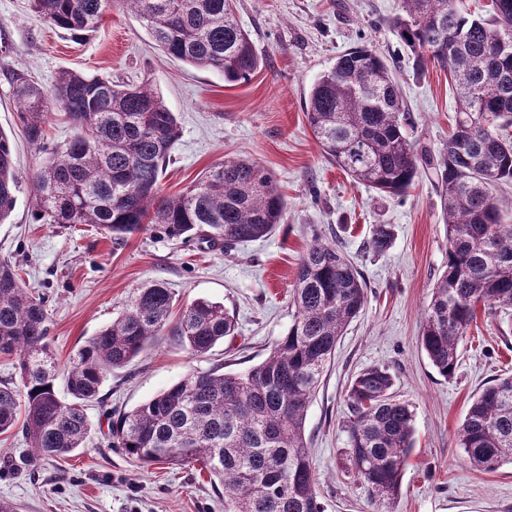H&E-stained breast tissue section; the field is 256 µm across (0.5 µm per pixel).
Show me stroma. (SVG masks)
Instances as JSON below:
<instances>
[{
	"label": "stroma",
	"instance_id": "1",
	"mask_svg": "<svg viewBox=\"0 0 512 512\" xmlns=\"http://www.w3.org/2000/svg\"><path fill=\"white\" fill-rule=\"evenodd\" d=\"M30 0H0V130L12 140L23 188L0 224V260L20 264L34 297L43 299L50 347L66 361L109 325L137 288L164 282L178 304L224 303L237 333L194 357L179 337L160 336L128 367L108 376L87 413V447L35 460L22 436H0V500L19 512H224V490L194 466L140 467L112 447L108 414L132 409L193 371L224 366L244 372L261 363L288 331L299 259L320 237L339 242L367 283L363 312L337 342L334 360L308 406L305 439L324 512H373L364 486L348 470L346 391L370 366L389 369L393 391L414 412L415 446L391 512H512V464L474 468L455 440L473 396L512 374V318L487 306L461 345L453 378L442 377L418 344L421 314L448 263L440 193L427 175L401 194L354 183L329 161L306 118L312 83L346 49L368 45L393 66L406 133L439 157L453 124L455 95L440 66H418L391 21L402 0H234L237 18L260 61L248 82L196 69L158 50L143 23L122 6L75 38L50 28ZM27 72L51 88L75 70L115 82L147 83L175 113L179 136L161 176V192H182L228 156L258 162L285 197L281 223L268 237L232 253L184 244L156 230L119 243L86 225L37 224L28 185L46 158L25 140L7 71ZM378 224L391 227L381 253L367 243Z\"/></svg>",
	"mask_w": 512,
	"mask_h": 512
}]
</instances>
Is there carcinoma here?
Here are the masks:
<instances>
[{"label":"carcinoma","mask_w":512,"mask_h":512,"mask_svg":"<svg viewBox=\"0 0 512 512\" xmlns=\"http://www.w3.org/2000/svg\"><path fill=\"white\" fill-rule=\"evenodd\" d=\"M392 27L417 62L448 69L456 116L439 159L405 134L407 117L387 60L367 46L336 56L311 86L306 116L325 157L354 182L381 192L408 189L426 167L440 191L448 266L432 288L418 343L445 377L459 345L489 304L512 315V224L492 189L512 184V0H492L489 17L453 0H402ZM116 4L139 17L160 50L194 67L246 82L259 67L234 0H32L45 23L81 35ZM26 140L46 149L51 107L78 130L37 171L32 214L39 224L91 225L114 241L149 227L172 240L238 246L268 236L285 200L257 162L227 158L173 197L160 178L178 137L177 118L145 84L65 70L47 91L30 75L7 73ZM13 147L0 131V223L13 212L19 181ZM391 231L379 224L369 247L382 252ZM288 332L265 361L244 373L219 367L186 375L149 401L110 418L112 447L141 466L201 465L224 488V512H323L304 438L308 405L336 344L363 311L367 286L339 245L320 238L298 264ZM173 292L159 281L137 289L112 323L61 363L47 342V313L22 285L19 267L0 260V355L20 382L0 380V435L22 434L34 457L87 447L88 403L112 370L129 365L165 330L201 357L237 323L221 302L198 299L171 322ZM64 377L67 395L56 381ZM394 379L371 366L346 395L349 469L367 488L374 512H390L414 446V415L393 394ZM457 447L480 471L512 461V376L473 400L455 432Z\"/></svg>","instance_id":"obj_1"}]
</instances>
